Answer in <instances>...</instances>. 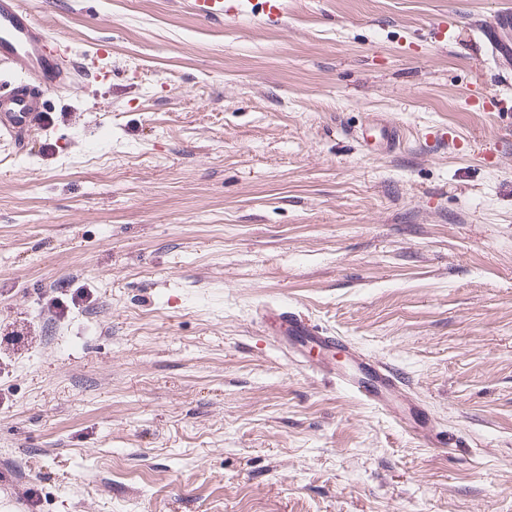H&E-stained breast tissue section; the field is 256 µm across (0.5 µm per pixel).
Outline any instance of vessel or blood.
<instances>
[{"label":"vessel or blood","mask_w":512,"mask_h":512,"mask_svg":"<svg viewBox=\"0 0 512 512\" xmlns=\"http://www.w3.org/2000/svg\"><path fill=\"white\" fill-rule=\"evenodd\" d=\"M205 17L236 19L245 10L244 0H202ZM512 29V11L498 12L491 21L476 30L488 43L492 54L503 56L505 47L499 32ZM70 46L53 41L43 23L24 0H0V136L23 143L46 112L47 97L66 84L70 72L64 64ZM379 145L386 152L401 146L398 128L385 121L374 123ZM266 328L278 336L289 357L299 358L318 352L315 371L335 374L329 355L343 350L339 337L323 333L304 316L285 309L264 311ZM345 352V363L353 374L347 384L361 397L381 409H389V397L398 388L401 377L396 370L369 360L353 351Z\"/></svg>","instance_id":"obj_1"}]
</instances>
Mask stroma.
Wrapping results in <instances>:
<instances>
[{
    "label": "stroma",
    "mask_w": 512,
    "mask_h": 512,
    "mask_svg": "<svg viewBox=\"0 0 512 512\" xmlns=\"http://www.w3.org/2000/svg\"><path fill=\"white\" fill-rule=\"evenodd\" d=\"M27 2L110 53L0 139V512H512V60L471 29L512 0ZM268 306L454 447L289 360ZM205 17L236 19L246 8L243 0H202L198 4ZM367 129V130H366ZM376 130L379 133V141L378 144L380 147L386 152H394L401 146V136L400 131L394 125L389 124L386 121H380L373 124H369L364 130H361V135L363 140H365V135L369 130ZM370 135H366L369 137ZM262 314L268 332L279 337L289 358L307 356L312 349H316L320 360L316 361L313 370L325 371L383 410L393 408L389 396L401 383L396 370L347 349L344 351V365L353 370L352 378L349 379L337 372L336 364L330 363L327 358L329 355L334 358L336 350L341 351L342 340L339 336L323 333L304 316L288 309H268ZM418 420L420 423L414 419L415 426H413V429L420 440L436 448H446L448 446L446 438L430 426L429 419L425 415L419 414Z\"/></svg>",
    "instance_id": "obj_1"
}]
</instances>
